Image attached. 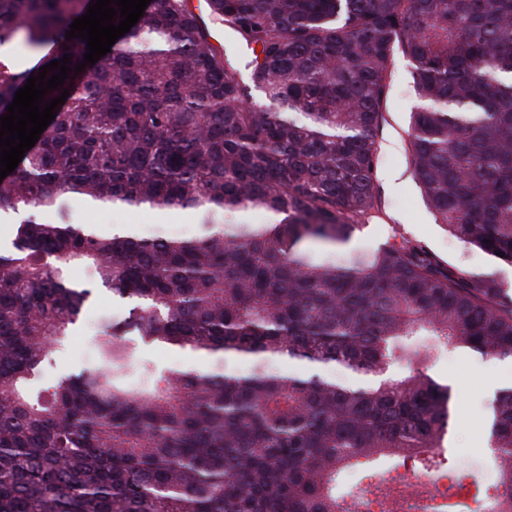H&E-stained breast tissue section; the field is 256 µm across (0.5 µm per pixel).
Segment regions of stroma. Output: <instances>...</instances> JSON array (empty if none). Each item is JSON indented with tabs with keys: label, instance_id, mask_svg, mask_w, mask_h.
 I'll list each match as a JSON object with an SVG mask.
<instances>
[{
	"label": "stroma",
	"instance_id": "1",
	"mask_svg": "<svg viewBox=\"0 0 512 512\" xmlns=\"http://www.w3.org/2000/svg\"><path fill=\"white\" fill-rule=\"evenodd\" d=\"M413 105L411 64L398 52L393 59L390 91L383 105L377 138L376 184L385 203V212L381 220L356 233L351 247L374 250L403 237L423 245L449 265L475 274L495 275L505 287L512 288V267L463 246L448 236L427 211L408 157L407 129ZM69 207L74 223L92 224L103 232L115 226L128 227L141 238L194 237L201 232L196 219L181 210L105 211L74 199L70 200ZM124 312V305L113 301L111 294L98 293L85 311L81 331L56 349L55 369L79 367L92 361L102 316H120ZM427 367L434 376L451 383L456 393L450 448L464 470L482 473L489 455L484 436L490 421L491 400L497 390L512 386V360L484 359L465 351L436 352Z\"/></svg>",
	"mask_w": 512,
	"mask_h": 512
}]
</instances>
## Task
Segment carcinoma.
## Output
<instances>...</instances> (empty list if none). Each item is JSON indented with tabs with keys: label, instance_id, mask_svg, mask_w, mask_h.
I'll use <instances>...</instances> for the list:
<instances>
[{
	"label": "carcinoma",
	"instance_id": "1",
	"mask_svg": "<svg viewBox=\"0 0 512 512\" xmlns=\"http://www.w3.org/2000/svg\"><path fill=\"white\" fill-rule=\"evenodd\" d=\"M205 4L250 51L243 63L192 0H151L75 73L87 41L65 32L89 0H0V116L39 68L72 56L44 100L70 95L0 181V219L16 217L0 247V512H357L340 477L382 458L465 488L447 450L451 387L392 367L448 347L512 359V289L404 238L340 246L382 213L377 133L398 49L427 208L512 266V0ZM19 35L41 54L22 72ZM70 198L183 210L201 233H102L71 223ZM256 211L270 221L242 219ZM74 265L127 312L102 319L94 364L46 381L92 294L69 280ZM145 347L250 367L169 369ZM278 359L308 371L273 372ZM491 412L498 479L474 499L512 512V386Z\"/></svg>",
	"mask_w": 512,
	"mask_h": 512
}]
</instances>
